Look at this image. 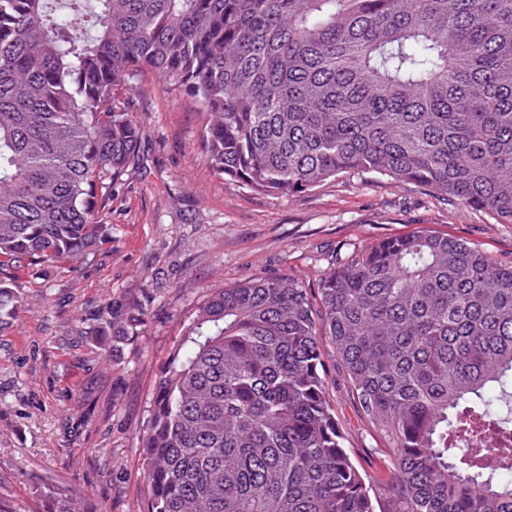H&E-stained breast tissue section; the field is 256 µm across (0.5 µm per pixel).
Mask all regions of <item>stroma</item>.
<instances>
[{
    "label": "stroma",
    "mask_w": 512,
    "mask_h": 512,
    "mask_svg": "<svg viewBox=\"0 0 512 512\" xmlns=\"http://www.w3.org/2000/svg\"><path fill=\"white\" fill-rule=\"evenodd\" d=\"M125 106L143 128L112 197V239L82 262L14 280L28 303L0 332V512H139L140 438L155 382L209 287L285 275L316 295L353 251L427 228L512 264V224L416 185L345 174L296 197L253 192L201 156L205 115L143 72ZM145 311L137 335H100L113 303ZM325 385L354 463L374 483L391 452L366 427L343 367L324 353Z\"/></svg>",
    "instance_id": "obj_1"
}]
</instances>
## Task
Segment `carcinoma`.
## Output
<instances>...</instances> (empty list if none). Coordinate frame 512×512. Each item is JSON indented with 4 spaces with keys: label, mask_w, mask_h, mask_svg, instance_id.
I'll use <instances>...</instances> for the list:
<instances>
[{
    "label": "carcinoma",
    "mask_w": 512,
    "mask_h": 512,
    "mask_svg": "<svg viewBox=\"0 0 512 512\" xmlns=\"http://www.w3.org/2000/svg\"><path fill=\"white\" fill-rule=\"evenodd\" d=\"M0 0V273L79 261L149 70L203 159L279 196L376 173L512 224V0ZM209 290L156 381L140 512H375L326 395L328 338L391 450L388 512H512V265L427 228ZM26 299L0 279V329ZM140 309L112 304V337Z\"/></svg>",
    "instance_id": "cac0c4a2"
}]
</instances>
